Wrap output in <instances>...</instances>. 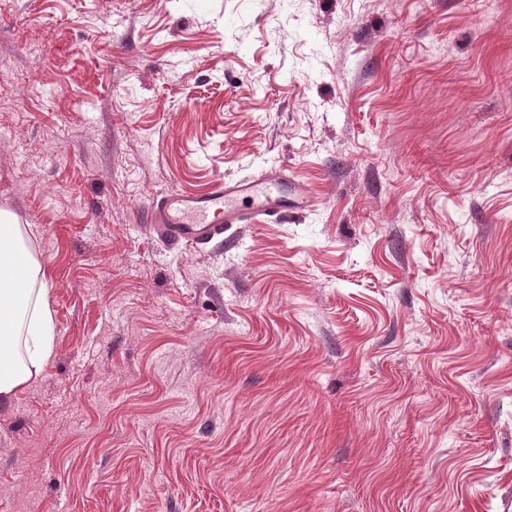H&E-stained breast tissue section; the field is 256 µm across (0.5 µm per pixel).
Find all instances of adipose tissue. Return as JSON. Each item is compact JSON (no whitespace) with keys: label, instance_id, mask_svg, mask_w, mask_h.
<instances>
[{"label":"adipose tissue","instance_id":"adipose-tissue-1","mask_svg":"<svg viewBox=\"0 0 512 512\" xmlns=\"http://www.w3.org/2000/svg\"><path fill=\"white\" fill-rule=\"evenodd\" d=\"M40 274L25 227L0 211V406H10L51 354L54 326Z\"/></svg>","mask_w":512,"mask_h":512}]
</instances>
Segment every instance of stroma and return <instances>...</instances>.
Listing matches in <instances>:
<instances>
[{
  "label": "stroma",
  "instance_id": "35a3bbf8",
  "mask_svg": "<svg viewBox=\"0 0 512 512\" xmlns=\"http://www.w3.org/2000/svg\"><path fill=\"white\" fill-rule=\"evenodd\" d=\"M0 101V512H512V0H0ZM272 166L288 222L136 220ZM0 223V406L9 407L16 391L39 374L50 356L54 326L25 227L2 211ZM17 256L23 258L21 265ZM16 279L20 288H13Z\"/></svg>",
  "mask_w": 512,
  "mask_h": 512
}]
</instances>
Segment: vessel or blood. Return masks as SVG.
Instances as JSON below:
<instances>
[{
  "instance_id": "b4317fda",
  "label": "vessel or blood",
  "mask_w": 512,
  "mask_h": 512,
  "mask_svg": "<svg viewBox=\"0 0 512 512\" xmlns=\"http://www.w3.org/2000/svg\"><path fill=\"white\" fill-rule=\"evenodd\" d=\"M310 202L306 186L293 180L287 168L273 166L252 178L217 179L202 193L152 196L142 225L167 247L201 250L224 243L232 225L283 223Z\"/></svg>"
}]
</instances>
